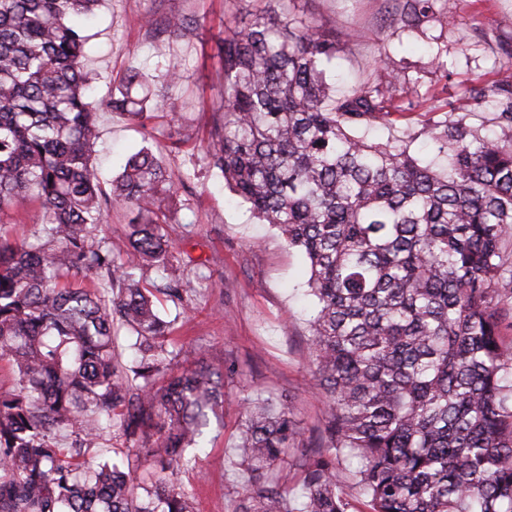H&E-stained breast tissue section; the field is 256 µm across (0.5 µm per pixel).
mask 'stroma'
<instances>
[{
	"mask_svg": "<svg viewBox=\"0 0 512 512\" xmlns=\"http://www.w3.org/2000/svg\"><path fill=\"white\" fill-rule=\"evenodd\" d=\"M448 12L447 26L430 22L402 28L399 0H102L88 30L84 62L101 105V137L94 161L111 180L126 158L147 147L161 155L169 173L196 166L197 177L162 200L173 218L170 270L203 275L209 285L183 305L161 298L159 307L173 322L171 337L214 364L234 366L224 385L220 420L212 421L206 452L196 466L182 470L177 483L191 492L197 512H232L247 474L238 468V429L248 394L283 402L316 436L325 406L307 366L309 304L303 297L307 265L288 247L281 232L262 223L236 201L221 174L201 161L210 142L213 106L224 95V72L217 44L229 28L248 25L259 13L288 15L335 32L337 66L343 80L337 93L364 83L375 59L389 57L403 87H418L426 98L456 99L467 87L512 83V0H437ZM194 20L186 36L164 34L166 16ZM445 45L450 76L440 86L430 48ZM177 56L183 78L159 84L164 110L148 129L112 111L108 101L133 67L153 72L157 61ZM437 115L416 108L395 114L390 128L373 138L414 135L416 149L428 150L422 130ZM188 136L181 152H171L177 135Z\"/></svg>",
	"mask_w": 512,
	"mask_h": 512,
	"instance_id": "obj_1",
	"label": "stroma"
}]
</instances>
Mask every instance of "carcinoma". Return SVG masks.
Returning <instances> with one entry per match:
<instances>
[{
  "label": "carcinoma",
  "instance_id": "carcinoma-1",
  "mask_svg": "<svg viewBox=\"0 0 512 512\" xmlns=\"http://www.w3.org/2000/svg\"><path fill=\"white\" fill-rule=\"evenodd\" d=\"M435 0H404L401 21L448 24ZM100 0H0V214L38 205L34 241L0 235V512H196L175 475L203 453L204 428L232 372L203 359L166 376L188 351L169 342L155 300L189 302L187 277L143 283L166 268L171 221L159 194L164 161L141 148L109 190L91 149L99 138L74 22ZM169 36L190 31L165 21ZM224 100L206 158L256 217L279 228L310 270L308 364L327 408L299 453L290 409L243 399L238 465L249 474L234 512H353L342 484L355 465L366 512H512V84L472 86L453 105L496 109L485 130L435 121L426 136L444 167L415 156V138L373 142L419 102L375 62L371 81L336 96V35L256 16L220 48ZM180 80L179 62L157 65ZM132 68L112 110L141 128L162 108ZM131 205L123 246L97 237ZM94 276L99 287L83 280ZM135 337L132 357L118 336ZM115 428L127 453L86 456ZM299 481L291 483V473Z\"/></svg>",
  "mask_w": 512,
  "mask_h": 512
}]
</instances>
